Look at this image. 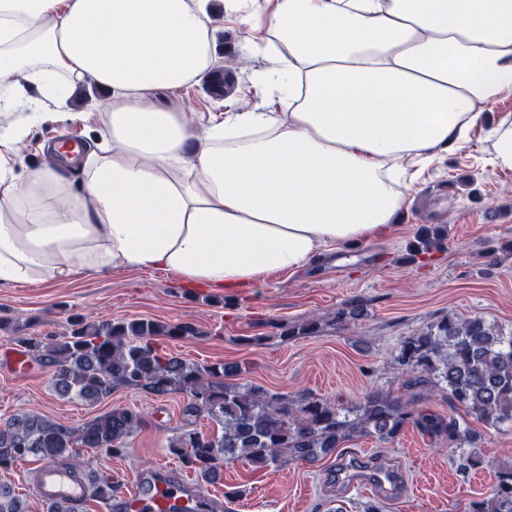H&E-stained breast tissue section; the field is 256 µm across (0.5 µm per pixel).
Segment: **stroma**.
<instances>
[{
  "instance_id": "35a3bbf8",
  "label": "stroma",
  "mask_w": 512,
  "mask_h": 512,
  "mask_svg": "<svg viewBox=\"0 0 512 512\" xmlns=\"http://www.w3.org/2000/svg\"><path fill=\"white\" fill-rule=\"evenodd\" d=\"M253 74V68L238 69L234 94L220 100L207 95L204 79L162 97L188 112H231L237 99L255 97ZM104 99L96 82L83 83L69 109L89 118L73 122L60 121L57 105L45 102L42 120L16 147L17 169L49 163L40 147L50 139L75 133L91 143L101 127ZM506 119L512 120V92L490 106L456 146L430 148L424 169L404 159L403 167L418 177L405 190L386 239L345 245L304 271L270 275L246 291L188 288L176 273L162 270L80 271L65 280L0 286V317L18 328L14 334L0 331V422L27 412L76 427L104 406L143 412L145 422L128 438L123 456L92 449L81 456L83 473L110 472L115 485L126 488L155 468L179 467L168 445L182 429L212 432L206 417L185 418L187 400L180 394L156 397L119 389L103 406H89L58 396L51 370L36 361H29L26 373L16 372L9 352L18 336L68 332L75 316L193 324L200 336L164 339L161 347L200 365L238 364L239 381L272 392H306L345 403L374 387L402 394L403 379L391 365L402 337L450 312L512 327V254L503 252L494 264L484 256L512 243V169L494 159L497 130ZM432 220L445 225L447 236L442 249L424 260L415 257L414 247ZM351 298L362 300L363 313L334 323L342 303ZM311 317L324 321L321 332L283 339L284 327ZM477 432L483 462L475 468L463 467L445 440L409 425L393 442L356 438L313 464L257 469L237 460L225 465L216 482L190 469L184 475L196 486L199 512H216L210 496L237 488L243 494L231 503L232 512H364L372 500L383 512H471L473 502L488 498L499 468L512 466V424L498 430L481 426ZM39 463L30 456L0 469V487L11 489L24 512H52L33 491ZM375 464L396 471L395 491L351 488L349 470Z\"/></svg>"
}]
</instances>
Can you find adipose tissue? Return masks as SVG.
Instances as JSON below:
<instances>
[{"mask_svg":"<svg viewBox=\"0 0 512 512\" xmlns=\"http://www.w3.org/2000/svg\"><path fill=\"white\" fill-rule=\"evenodd\" d=\"M210 2L0 0V286L163 269L233 291L303 271L388 235L402 158L458 143L512 91V0H222L263 32L264 106L149 101L212 70ZM88 76L99 142L17 173L13 145Z\"/></svg>","mask_w":512,"mask_h":512,"instance_id":"1","label":"adipose tissue"}]
</instances>
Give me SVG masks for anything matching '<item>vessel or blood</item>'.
I'll return each instance as SVG.
<instances>
[{
  "mask_svg": "<svg viewBox=\"0 0 512 512\" xmlns=\"http://www.w3.org/2000/svg\"><path fill=\"white\" fill-rule=\"evenodd\" d=\"M37 474L36 495L44 504L78 506L90 496V483L76 478L55 460L42 462ZM119 498L126 512H195L197 507L191 483L170 469L141 478L135 488L120 493Z\"/></svg>",
  "mask_w": 512,
  "mask_h": 512,
  "instance_id": "obj_1",
  "label": "vessel or blood"
}]
</instances>
